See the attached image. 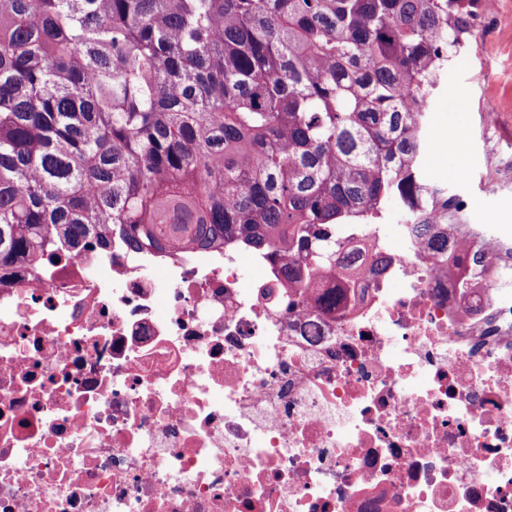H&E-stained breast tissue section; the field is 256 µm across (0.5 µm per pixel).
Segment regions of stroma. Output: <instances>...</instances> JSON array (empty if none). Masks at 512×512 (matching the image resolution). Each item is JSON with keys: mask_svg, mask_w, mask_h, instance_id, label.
<instances>
[{"mask_svg": "<svg viewBox=\"0 0 512 512\" xmlns=\"http://www.w3.org/2000/svg\"><path fill=\"white\" fill-rule=\"evenodd\" d=\"M477 14V39L441 75L429 103L420 164L431 183L467 199L468 223L491 225L512 241V0ZM487 103L496 111L488 124Z\"/></svg>", "mask_w": 512, "mask_h": 512, "instance_id": "1", "label": "stroma"}]
</instances>
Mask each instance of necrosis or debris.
I'll return each instance as SVG.
<instances>
[{"label":"necrosis or debris","mask_w":512,"mask_h":512,"mask_svg":"<svg viewBox=\"0 0 512 512\" xmlns=\"http://www.w3.org/2000/svg\"><path fill=\"white\" fill-rule=\"evenodd\" d=\"M342 245L333 311L231 244L0 271V512H512V243Z\"/></svg>","instance_id":"necrosis-or-debris-1"}]
</instances>
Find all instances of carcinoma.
Wrapping results in <instances>:
<instances>
[{"mask_svg":"<svg viewBox=\"0 0 512 512\" xmlns=\"http://www.w3.org/2000/svg\"><path fill=\"white\" fill-rule=\"evenodd\" d=\"M482 0H0V269L118 236L234 243L296 288L448 192L428 103ZM448 254L437 225H413Z\"/></svg>","mask_w":512,"mask_h":512,"instance_id":"1","label":"carcinoma"}]
</instances>
